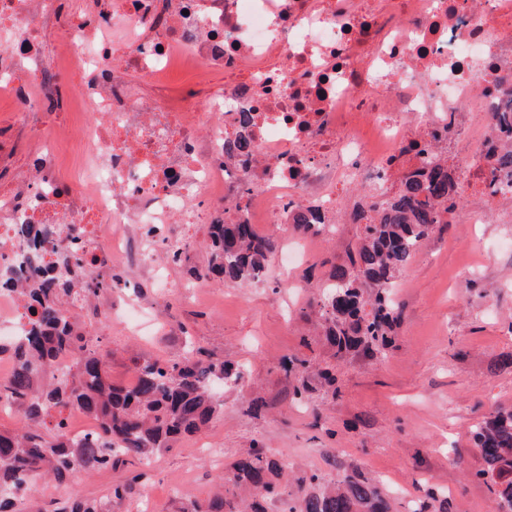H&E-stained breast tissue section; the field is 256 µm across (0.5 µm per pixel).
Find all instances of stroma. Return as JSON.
<instances>
[{
	"label": "stroma",
	"mask_w": 512,
	"mask_h": 512,
	"mask_svg": "<svg viewBox=\"0 0 512 512\" xmlns=\"http://www.w3.org/2000/svg\"><path fill=\"white\" fill-rule=\"evenodd\" d=\"M82 0H58L53 25L43 32L46 53L60 71L59 106L40 113L51 134L60 125L86 117L72 99L60 30ZM216 72L172 66L164 78L168 96L185 89H220ZM29 133L15 117L14 104L0 96V186L16 185L26 174ZM361 235L345 228L344 245L308 242L310 259L295 277L304 293L295 295L274 265L261 281L240 286L208 281L210 297L197 303L158 290L151 279L112 291V306L140 309L139 330L121 323L92 324L83 312L70 314L95 349L110 350L108 374L124 384L136 362L180 360L202 349L212 360L238 363L241 381L224 392V403L207 434L224 451L223 465L210 464L197 437L161 451L150 464L133 457L114 467L82 474L59 485L58 496L35 490L18 500L16 512H57L69 498L100 503L105 512H140L153 495L155 512H191L206 503L224 466L255 446L283 457L289 477L311 472L323 482L354 468L380 481L394 512L434 489L447 496L448 512H495L497 498L475 474L483 461L472 430L490 411L512 409V223L441 224L423 241L395 278L402 322L392 346L369 357L337 360L316 340L319 299L331 263L342 262ZM296 356L335 365L339 395L319 390L293 401L283 362ZM264 407L251 412L253 400ZM138 476L126 499L114 500V483Z\"/></svg>",
	"instance_id": "1"
}]
</instances>
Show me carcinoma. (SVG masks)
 <instances>
[{
  "label": "carcinoma",
  "instance_id": "1",
  "mask_svg": "<svg viewBox=\"0 0 512 512\" xmlns=\"http://www.w3.org/2000/svg\"><path fill=\"white\" fill-rule=\"evenodd\" d=\"M252 121L251 113H243L238 135L225 142L230 152L249 151L246 131ZM493 160L497 171L512 176V150L498 151ZM457 199L452 174L435 164L407 174L393 197L359 212L360 240L344 262L331 266L317 302L336 358L350 352L372 356L392 344L401 310L390 286L433 229L446 223L448 204ZM23 231L33 243L27 265L39 277L26 289L35 312L29 328L16 341L0 344V356L15 361L14 371L0 380V397L17 404L26 419L24 431L0 432V512H15L17 500L33 492L34 480L44 472L61 482L76 461L85 471L97 472L121 456L149 460L177 438L201 432L219 411L216 387L242 378L231 362L216 364L191 355L174 363L138 362L133 385L113 384L106 360L84 345L85 337L75 332L63 308L62 298L71 297L69 276L83 274L79 261L64 259L62 271L44 266L39 245L48 230L26 225ZM208 249L204 277L239 285L261 279L277 241L251 224H213ZM74 351L79 352L74 372L55 375V358ZM73 410L97 423L95 432L77 441L64 432L65 414ZM48 426L55 431L52 442L40 432ZM472 437L485 461L475 477L490 479V490L512 512V410L488 414ZM282 469L279 459L254 448L196 512H267L268 503L284 499L285 489L275 480ZM299 483L304 494L291 512H391L388 494L355 469L331 486L322 485L315 473ZM413 512H448V500L429 489Z\"/></svg>",
  "mask_w": 512,
  "mask_h": 512
}]
</instances>
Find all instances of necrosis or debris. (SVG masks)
<instances>
[{
    "label": "necrosis or debris",
    "mask_w": 512,
    "mask_h": 512,
    "mask_svg": "<svg viewBox=\"0 0 512 512\" xmlns=\"http://www.w3.org/2000/svg\"><path fill=\"white\" fill-rule=\"evenodd\" d=\"M57 0H0V90L22 122L56 97L41 31ZM62 40L94 120L61 127L81 146L64 182L55 138L31 125L24 188L0 189V271L28 249L16 225L51 224L49 264L75 251L87 269L134 277L169 270L213 224H289L297 209L357 223L350 187L393 196L422 160L447 165L484 209L495 120L512 101V0H85ZM223 73L224 89L172 100L174 60ZM254 115L245 159L224 154L239 112ZM0 339L31 318L19 283L0 287Z\"/></svg>",
    "instance_id": "1"
}]
</instances>
